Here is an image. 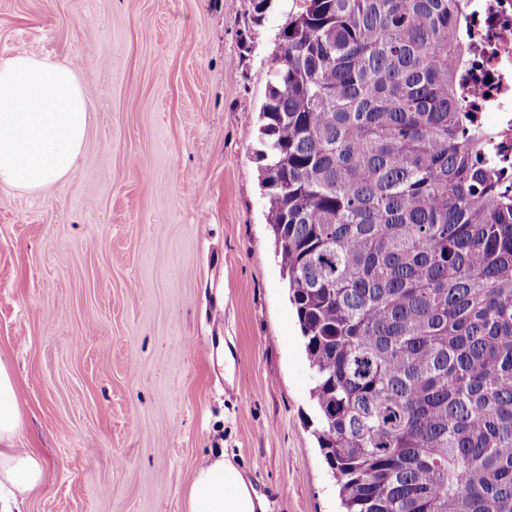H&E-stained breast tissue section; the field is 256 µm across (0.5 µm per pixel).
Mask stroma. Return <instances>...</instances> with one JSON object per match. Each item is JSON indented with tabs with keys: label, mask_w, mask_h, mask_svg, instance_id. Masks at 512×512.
Here are the masks:
<instances>
[{
	"label": "stroma",
	"mask_w": 512,
	"mask_h": 512,
	"mask_svg": "<svg viewBox=\"0 0 512 512\" xmlns=\"http://www.w3.org/2000/svg\"><path fill=\"white\" fill-rule=\"evenodd\" d=\"M302 0H0V60L70 64L72 175L0 187V363L28 512H184L223 451L268 512H338L260 180L259 112Z\"/></svg>",
	"instance_id": "35a3bbf8"
}]
</instances>
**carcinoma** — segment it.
Instances as JSON below:
<instances>
[{
    "label": "carcinoma",
    "mask_w": 512,
    "mask_h": 512,
    "mask_svg": "<svg viewBox=\"0 0 512 512\" xmlns=\"http://www.w3.org/2000/svg\"><path fill=\"white\" fill-rule=\"evenodd\" d=\"M469 0H304L257 159L344 512H512V195Z\"/></svg>",
    "instance_id": "cac0c4a2"
}]
</instances>
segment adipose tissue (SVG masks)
<instances>
[{"mask_svg": "<svg viewBox=\"0 0 512 512\" xmlns=\"http://www.w3.org/2000/svg\"><path fill=\"white\" fill-rule=\"evenodd\" d=\"M89 112L67 64L19 53L0 62V186L40 192L67 178L82 151ZM22 428L14 379L0 364V512H27L43 479L33 452L16 447ZM264 498L228 456L198 466L185 512H267Z\"/></svg>", "mask_w": 512, "mask_h": 512, "instance_id": "obj_1", "label": "adipose tissue"}]
</instances>
